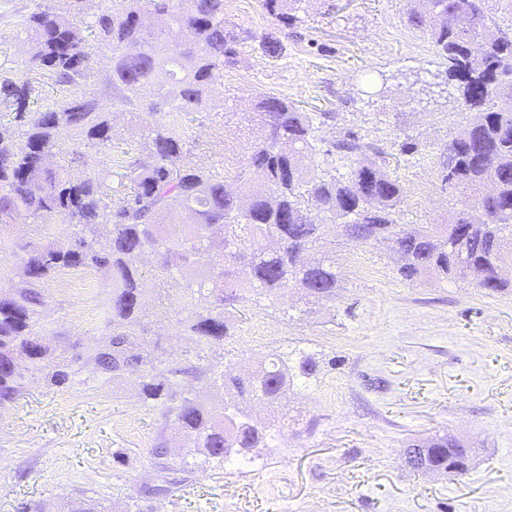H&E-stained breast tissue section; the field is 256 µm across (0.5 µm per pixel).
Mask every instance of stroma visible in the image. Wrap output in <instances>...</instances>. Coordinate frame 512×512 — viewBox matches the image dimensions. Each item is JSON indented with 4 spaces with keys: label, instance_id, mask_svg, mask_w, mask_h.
<instances>
[{
    "label": "stroma",
    "instance_id": "stroma-1",
    "mask_svg": "<svg viewBox=\"0 0 512 512\" xmlns=\"http://www.w3.org/2000/svg\"><path fill=\"white\" fill-rule=\"evenodd\" d=\"M408 0H301L300 24L280 57L258 38L279 30L260 0H233L227 20L252 32L237 66L215 90L217 107L191 121L198 164H246L256 128L255 104L276 94L301 111L328 113L316 148L304 159L316 173L345 177L332 154L345 132L391 153L405 194L402 224H441L465 199L440 177L449 141L469 120L425 32L406 22ZM92 83L112 122V142H64L50 157L72 176L80 158L111 168L108 186L121 197L127 162L144 145L137 117L112 109L111 55L94 51ZM414 150L404 152V141ZM52 235L69 243L72 224L21 217L0 228V289L18 287L21 244ZM322 252L336 264V293L316 303L295 290L249 293L232 312V336L214 349L216 373L258 365L274 353L311 356L315 372L295 377L281 406L255 402L268 426L267 445L247 464L200 455L172 416L142 405L139 380L90 375L82 361L112 333L106 269L93 285L67 291L43 286L38 327L69 383H46L22 363L25 387L0 410V512H71L76 500L98 512H512V292L487 295L469 281H408L385 246L336 234ZM183 277L147 279L144 334L163 360L197 365L196 343L179 331L186 315ZM449 435L475 454L462 476L411 470L403 450L414 439ZM168 450L167 470L149 451ZM146 485L162 494L143 496Z\"/></svg>",
    "mask_w": 512,
    "mask_h": 512
}]
</instances>
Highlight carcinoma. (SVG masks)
Returning a JSON list of instances; mask_svg holds the SVG:
<instances>
[{"label": "carcinoma", "instance_id": "1", "mask_svg": "<svg viewBox=\"0 0 512 512\" xmlns=\"http://www.w3.org/2000/svg\"><path fill=\"white\" fill-rule=\"evenodd\" d=\"M88 0H32L16 26L27 35L32 51L20 60L18 74L0 77V104L14 112V122L0 124V223L26 215L49 224L59 218L82 227L68 245L52 238L26 242L16 268L22 287L0 292V408L11 405L23 388L22 361L39 367L46 382H69L68 366L53 357L36 330L43 284L64 270L106 268L111 272L109 308L112 335L91 351L84 365L90 373L117 378L139 375L138 397L146 406L175 418V423L205 457L222 462L245 456L267 439V426L242 405L258 399L278 405L294 377L309 376L315 364L303 357L294 368L288 358L272 354L267 362L241 372L222 374L224 400L205 407L179 388L190 375L208 380L200 367L159 369L158 347H149L143 331L141 300L145 271L142 255L161 252L155 275L172 269L200 276L181 294L187 316L182 333L204 351L230 336L228 313L248 301L247 293L278 295L295 288L313 301L336 290L333 262L297 252L317 250L335 227L336 218L354 219L346 239L374 242L393 251L407 279L448 281L468 277L486 294L512 288L501 266L512 258V36L491 15L488 0H409L407 22L427 28L435 54L448 79L461 92V111L472 114L448 142L441 178L448 187L470 193L471 210L453 214L446 224H400L396 214L404 187L389 169L385 153H366L349 132L332 144L352 162L346 179L318 175L302 165L301 154L313 149L315 117L286 98L265 95L255 104L259 132L246 166L233 172L201 167L186 149L192 137L186 116L215 108L214 87L224 69L238 63L240 47L253 38L225 18L226 0H192L184 12L176 0H109L89 22L94 40L112 53V108L145 119V152L130 166L129 191L113 203L106 174H62L46 165L64 140L84 144L112 141V123L92 87L89 46L79 35ZM264 11L294 29L301 0H260ZM156 16L181 32L168 41L164 29L152 30ZM477 42L476 57L464 52ZM262 52L278 57L283 41L267 34ZM47 78L65 96L33 109L32 76ZM170 109L162 111V105ZM180 159L182 163L175 164ZM249 188L241 197L228 181ZM495 193L483 194L487 183ZM177 201L183 212L172 209ZM324 213L330 223L314 224L308 211ZM193 223L181 235L165 228ZM112 225V237L101 242L96 226ZM422 469L455 475L450 467L472 449L453 437L420 440Z\"/></svg>", "mask_w": 512, "mask_h": 512}]
</instances>
